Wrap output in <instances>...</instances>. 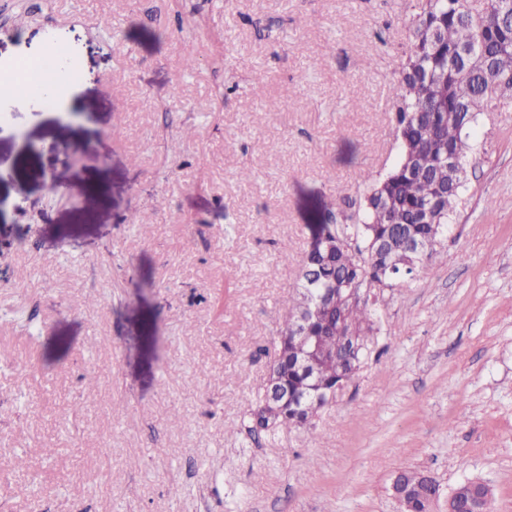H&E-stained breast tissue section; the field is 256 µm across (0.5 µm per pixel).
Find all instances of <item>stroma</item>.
Segmentation results:
<instances>
[{"instance_id": "obj_1", "label": "stroma", "mask_w": 512, "mask_h": 512, "mask_svg": "<svg viewBox=\"0 0 512 512\" xmlns=\"http://www.w3.org/2000/svg\"><path fill=\"white\" fill-rule=\"evenodd\" d=\"M415 5L0 0V64L37 41L80 72L64 104L0 99V512H399L404 468L433 512L466 479L512 512L510 102L379 355L313 429L244 421L312 225L398 160Z\"/></svg>"}]
</instances>
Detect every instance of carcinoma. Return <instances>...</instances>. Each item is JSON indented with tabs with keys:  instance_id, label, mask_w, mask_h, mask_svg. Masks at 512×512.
<instances>
[{
	"instance_id": "obj_1",
	"label": "carcinoma",
	"mask_w": 512,
	"mask_h": 512,
	"mask_svg": "<svg viewBox=\"0 0 512 512\" xmlns=\"http://www.w3.org/2000/svg\"><path fill=\"white\" fill-rule=\"evenodd\" d=\"M410 36L406 65L391 88L399 159L381 179L370 171L364 174L369 191L341 221L318 225L313 237L323 236L334 247L328 255L307 251L296 292L282 302L268 380L293 396L304 395L305 385L311 384L319 410L330 405L328 390L337 381L357 375L379 332L369 299L348 303L335 289H365L381 277L394 286L433 254L430 249L409 259L402 235L420 237L434 229L440 237L448 229L459 194L447 195L439 186L460 181L462 175L448 172L441 150L446 146L465 160L473 151V128L444 122L442 113L466 112L474 118L492 100L512 101V0H418ZM307 293L321 314L305 330L301 345L290 334ZM340 321L355 333L357 350H338ZM248 415V432L254 436L313 426V417L302 407L290 403L273 410L263 393L249 403ZM407 480L415 484L413 509L423 512L429 488L417 482L415 470L407 471Z\"/></svg>"
}]
</instances>
